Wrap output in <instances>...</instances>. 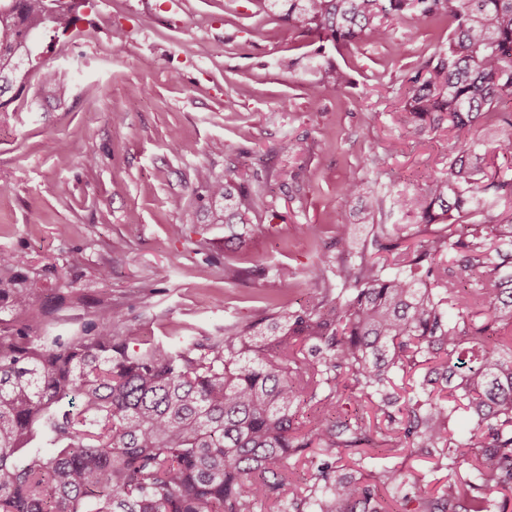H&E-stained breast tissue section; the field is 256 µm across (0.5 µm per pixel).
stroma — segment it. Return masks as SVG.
<instances>
[{
	"label": "stroma",
	"mask_w": 512,
	"mask_h": 512,
	"mask_svg": "<svg viewBox=\"0 0 512 512\" xmlns=\"http://www.w3.org/2000/svg\"><path fill=\"white\" fill-rule=\"evenodd\" d=\"M78 20L39 45L25 89L0 110V252L27 260L46 335H80L101 307L115 333L173 349L296 308L333 283L348 177L376 183L375 221L391 197L424 187L456 148L447 128L408 133L412 77L447 25L396 20L388 40L354 46L303 37L257 0H76ZM51 66L69 89L41 82ZM351 87L321 92L326 65ZM238 167L263 231L242 241L211 223L198 169ZM311 224L315 236L303 234ZM324 265L321 279L309 271ZM107 278H99V270ZM367 469L447 470L403 452Z\"/></svg>",
	"instance_id": "35a3bbf8"
}]
</instances>
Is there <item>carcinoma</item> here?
<instances>
[{
    "label": "carcinoma",
    "mask_w": 512,
    "mask_h": 512,
    "mask_svg": "<svg viewBox=\"0 0 512 512\" xmlns=\"http://www.w3.org/2000/svg\"><path fill=\"white\" fill-rule=\"evenodd\" d=\"M285 5L288 26L336 47L390 36L391 20L451 28L448 48L415 78L405 124L423 134L442 123L463 149L425 187L397 194L392 209L414 218L420 239L402 244L371 224L368 248L336 266V296L314 293L297 309L175 350L129 352L117 341L116 310L98 312L82 334H42L31 311L38 282L25 257L0 253V512H505L512 492V224L473 218L487 192L507 182L480 153L483 117L512 154V0H266ZM61 0H0L1 96L24 89L34 40L70 30ZM62 98L67 87L43 68ZM350 73L330 66L318 87L339 94ZM197 181L211 221L230 236L260 229L255 193L233 168ZM344 196L380 206L372 183L355 178ZM453 254L451 264L445 258ZM313 420L299 421L301 405ZM476 417L459 438L455 413ZM403 448L448 470L426 478L363 472L371 453ZM303 459L300 483L280 469ZM354 460L356 473L337 474ZM470 461L464 494L453 479Z\"/></svg>",
    "instance_id": "carcinoma-1"
}]
</instances>
